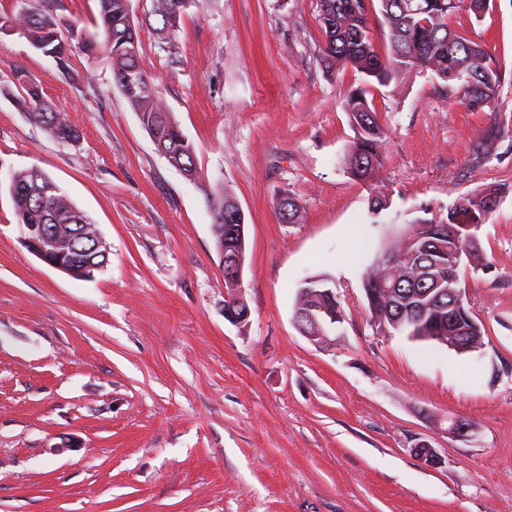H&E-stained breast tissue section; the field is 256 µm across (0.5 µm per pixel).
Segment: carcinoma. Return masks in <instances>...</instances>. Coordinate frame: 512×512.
Wrapping results in <instances>:
<instances>
[{"label":"carcinoma","mask_w":512,"mask_h":512,"mask_svg":"<svg viewBox=\"0 0 512 512\" xmlns=\"http://www.w3.org/2000/svg\"><path fill=\"white\" fill-rule=\"evenodd\" d=\"M99 23L96 31H71V39L61 38L59 23L49 9L29 11L7 18L18 33L47 56L57 69H68L69 56L78 49L92 54L97 48L107 52L112 72L121 92L136 112L141 124L163 144L168 163L187 177L197 176L195 149L170 118L152 85L150 76L139 63V38L130 23L129 0H98ZM370 0H320V24L324 35L322 62L327 68L350 67L364 75L366 83L386 86L413 72H429L448 84V92L474 112L495 104L502 82L497 58L481 44L471 40L448 24V18L462 8L481 17L489 0H379L380 13L389 30L390 50L380 54L369 36ZM184 0H154L153 13L163 25L176 26ZM15 78L26 92L20 102L30 119L60 142L78 139L65 110L47 103L37 88L24 85L23 75ZM367 90L358 88L346 100L345 110L355 130V141L346 157L348 173L358 182H371L382 166L386 154L384 130L378 120ZM500 190L486 189L461 196L447 215L418 218L389 237L382 253L396 258L392 266L373 261L367 271L363 289L368 303L372 328L389 336H414L416 341L439 344L448 333L464 336L473 345L484 344V331L464 309L453 327H448L450 296L446 289L461 287L460 280L448 281L463 249L464 239L448 235L453 224H482L497 207ZM10 196L18 223L36 224L40 237L54 242L74 232V245L89 241L92 231L77 232L75 225L88 224V216L77 208L58 186L42 171L31 168L12 173ZM236 209V201L222 192L214 196L215 215L212 232L216 248L224 257L245 255L246 240L227 234L226 222L220 217ZM62 262L68 275L83 279L82 259L67 252ZM297 306L304 311L327 310L344 313L336 295L326 286V279L313 278L299 292Z\"/></svg>","instance_id":"carcinoma-1"}]
</instances>
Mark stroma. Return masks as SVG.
Returning <instances> with one entry per match:
<instances>
[{"mask_svg": "<svg viewBox=\"0 0 512 512\" xmlns=\"http://www.w3.org/2000/svg\"><path fill=\"white\" fill-rule=\"evenodd\" d=\"M130 7L197 180L157 153L104 53H75L66 78L0 30V85L24 74L79 133L54 141L0 94V512H512V0L449 20L498 59L494 108L449 101L428 73L371 86L387 140L372 185L346 169L344 103L363 81L322 65L319 0H189L173 29L152 0ZM44 8L64 31L99 11L0 0V16ZM491 126L500 137L476 155ZM30 167L98 225L109 254L92 278L25 246L9 187ZM489 188L502 191L479 231L489 268H460L483 348L375 332L363 278L389 233ZM220 191L244 213L242 325L224 315ZM286 197L297 223L279 214ZM310 277L345 311L324 346L294 321ZM457 418L472 439L449 435ZM422 443L440 465L415 455Z\"/></svg>", "mask_w": 512, "mask_h": 512, "instance_id": "35a3bbf8", "label": "stroma"}]
</instances>
